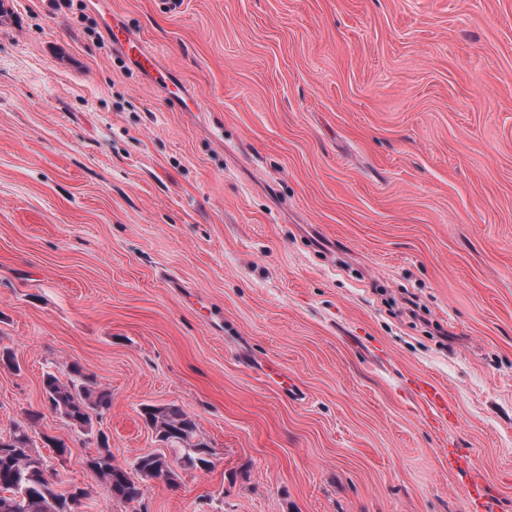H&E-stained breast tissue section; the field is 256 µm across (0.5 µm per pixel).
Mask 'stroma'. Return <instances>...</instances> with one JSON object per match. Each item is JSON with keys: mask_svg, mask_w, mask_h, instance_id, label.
Returning <instances> with one entry per match:
<instances>
[{"mask_svg": "<svg viewBox=\"0 0 512 512\" xmlns=\"http://www.w3.org/2000/svg\"><path fill=\"white\" fill-rule=\"evenodd\" d=\"M107 14L198 107L100 43ZM4 347L0 432L42 411L88 512H470L471 477L512 512V0H0ZM74 363L116 462L175 404L213 470L112 501L95 434L42 409ZM414 389L432 413L448 417L452 406L448 402L447 394L440 387L434 383L417 379L414 381Z\"/></svg>", "mask_w": 512, "mask_h": 512, "instance_id": "obj_1", "label": "stroma"}]
</instances>
